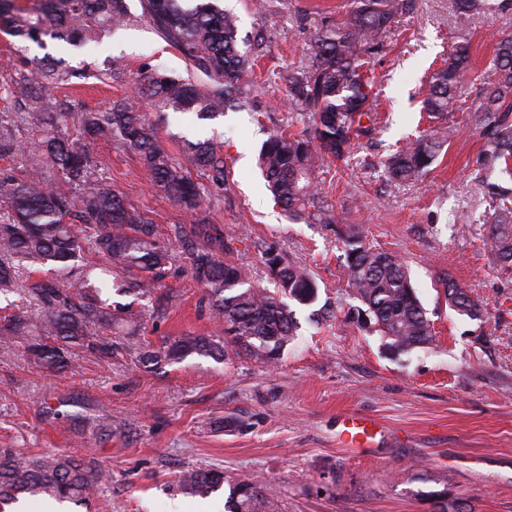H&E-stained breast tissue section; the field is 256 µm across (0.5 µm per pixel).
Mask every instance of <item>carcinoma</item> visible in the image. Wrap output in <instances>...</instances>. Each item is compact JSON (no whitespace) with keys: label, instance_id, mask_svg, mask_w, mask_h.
<instances>
[{"label":"carcinoma","instance_id":"obj_1","mask_svg":"<svg viewBox=\"0 0 512 512\" xmlns=\"http://www.w3.org/2000/svg\"><path fill=\"white\" fill-rule=\"evenodd\" d=\"M141 16L184 58L187 76L172 77L146 66L138 92L159 111L154 122L127 101L113 102L106 111H85L78 117L79 134L110 139L136 151L163 195L188 211L200 207L202 196L190 169L209 172L224 185V160L208 140L185 142L184 162L175 161L159 139V123L169 112H193L214 119L228 107L249 99L246 75L250 60L239 48L238 17L218 0H140ZM413 0H347L345 13L318 29L311 40L302 71L288 74L292 103L309 121L302 129L274 131L259 154V169L278 204L292 221L317 218L336 224L325 205L314 171L325 159L337 161L350 152L355 135L370 130L376 120L362 68L380 52L395 18L412 8ZM461 14L482 13L490 0H454ZM126 0H41L27 10L18 0H0V26L21 43L19 66L12 77L17 112L0 114V156L18 154L28 165L50 168L73 186L64 192L51 181L20 180L0 171V298L22 292L42 310L39 319L21 318L0 327L1 336L27 337V352L40 365L55 370L72 366L71 348L80 346L99 356H111L119 346L100 335L116 334L137 324L167 277L173 247L188 255L196 280L206 286L210 307L222 325L213 336H176L159 347L128 341L146 368L181 364L188 359L218 363L235 353L270 366L292 340L295 323L283 301L301 305L318 299L309 272L269 250L265 264L278 288L264 292L251 285L248 271L223 262L228 248L224 233L199 221L176 237L161 242L144 214L128 205L112 186L92 178L89 155L70 139L67 105L52 90L69 80L58 64L27 58L31 41L45 39L89 44L130 23ZM472 70L469 47L457 44L445 64L428 77L422 111L430 120L462 109L473 113L483 130L480 160L512 182V37L495 49L492 73L479 97L464 106L460 89ZM35 126L23 145L12 128ZM457 132L431 127L408 139L384 160L389 183H412L430 170L441 150ZM489 223L498 260L512 265V187H486ZM345 245V275L355 297L365 307L387 351L400 355L433 342L427 312L402 261L391 252L364 242L353 227L340 235ZM97 258L93 262L87 256ZM47 271L48 278L34 273ZM438 287L455 312L480 319L482 308L454 279H438ZM130 296L121 304L112 295ZM108 480L93 459L42 453L21 457L0 448V512H13L20 501L36 496L75 506L90 500ZM185 494L207 495L223 487L224 512H273L274 505L257 480L232 481L218 469L188 468L176 484Z\"/></svg>","mask_w":512,"mask_h":512}]
</instances>
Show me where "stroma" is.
I'll list each match as a JSON object with an SVG mask.
<instances>
[{"mask_svg":"<svg viewBox=\"0 0 512 512\" xmlns=\"http://www.w3.org/2000/svg\"><path fill=\"white\" fill-rule=\"evenodd\" d=\"M341 2L224 0L240 17L241 50L258 61L250 106L212 121L173 113L159 132L174 159L188 138L213 140L224 158L223 187L193 175L204 189L198 213L159 192L135 151L86 145L95 177L143 212L160 241L201 217L223 229L232 248L222 260L248 268L254 285L275 290L264 264L273 249L306 267L319 288L316 304L293 305L297 336L272 367L233 354L152 369L124 353L103 359L78 348L71 368L50 371L29 358L24 338H0V448L94 459L112 478L91 512H224L223 493H173L179 473L194 466L259 480L277 512H437L443 503L512 512V270L497 261L490 237L485 188L496 176L476 163L482 130L470 112L452 114L460 133L418 182L390 186L382 166L399 142L428 128L420 78L443 65L454 43L470 47L463 91L476 97L496 42L512 36V9L464 15L452 0H414L369 66L375 125L344 161L316 173L340 222L399 256L433 324V344L395 357L358 315L336 226L289 221L257 168L270 132L302 128L286 76L304 64L314 32L339 18ZM126 3L136 22L103 36L98 49L57 41L30 48L70 68L54 91L70 111H103L124 98L147 112L137 92L142 66L185 75L182 56L141 19L140 0ZM112 64L123 73L108 85L99 75ZM443 274L466 286L482 319L449 309L436 288ZM157 296L142 340L157 346L215 331L186 254L176 253ZM348 412L378 423L375 447L340 444Z\"/></svg>","mask_w":512,"mask_h":512,"instance_id":"1","label":"stroma"}]
</instances>
